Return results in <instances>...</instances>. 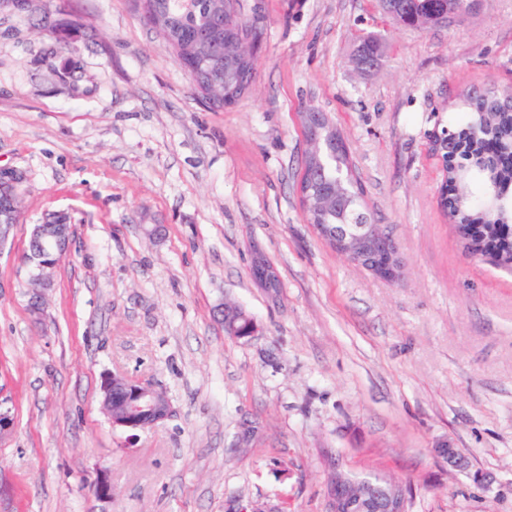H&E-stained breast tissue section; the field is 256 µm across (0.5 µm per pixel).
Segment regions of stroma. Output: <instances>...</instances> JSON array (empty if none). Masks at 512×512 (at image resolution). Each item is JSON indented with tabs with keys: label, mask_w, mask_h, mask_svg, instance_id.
<instances>
[{
	"label": "stroma",
	"mask_w": 512,
	"mask_h": 512,
	"mask_svg": "<svg viewBox=\"0 0 512 512\" xmlns=\"http://www.w3.org/2000/svg\"><path fill=\"white\" fill-rule=\"evenodd\" d=\"M263 13L254 79L217 107L139 0L0 5V166L25 175L0 248V512H323L337 468L401 483L410 512H512V271L468 256L431 145L461 89L512 85V0L427 31L374 0ZM44 15L78 24L71 51ZM369 33L388 51L364 73L352 53ZM305 106L340 130L398 282L308 223ZM53 213L70 246L36 317L26 254ZM260 258L279 288L253 278ZM227 302L256 321L251 340L225 335ZM113 372L155 383L171 416L115 431Z\"/></svg>",
	"instance_id": "1"
}]
</instances>
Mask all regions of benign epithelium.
I'll return each instance as SVG.
<instances>
[{
  "mask_svg": "<svg viewBox=\"0 0 512 512\" xmlns=\"http://www.w3.org/2000/svg\"><path fill=\"white\" fill-rule=\"evenodd\" d=\"M302 123L308 128L305 156L317 164L323 154V130L317 124L313 112L301 113ZM24 180L22 172L0 167V198H18L19 186ZM304 209L308 212L325 211L334 206L333 193L311 194L300 190ZM16 224V211L0 207V245L5 242L11 227ZM314 229L319 236L337 252L347 256L374 276L395 283L400 278V260L394 240L381 229L379 224H316ZM71 225L62 214L50 216L45 223L35 225L32 239L34 249L30 261L35 272L30 277L33 293L31 310L40 312V288H48L52 283L54 269L59 256L70 242ZM252 275L261 285L272 288L277 285L278 275L267 263L258 264ZM224 333L236 335V321L247 317V313L232 305L220 309ZM102 406L112 427L134 432L152 427L167 419L172 413L168 398L156 385L131 379L120 373L104 378L101 384ZM438 453L449 466L465 469L468 458L457 448H440ZM408 492L401 484L387 479L357 480L347 478L342 473L332 478L327 492L325 512H407Z\"/></svg>",
  "mask_w": 512,
  "mask_h": 512,
  "instance_id": "7a95c632",
  "label": "benign epithelium"
}]
</instances>
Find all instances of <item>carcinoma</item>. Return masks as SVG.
<instances>
[{
  "label": "carcinoma",
  "instance_id": "cac0c4a2",
  "mask_svg": "<svg viewBox=\"0 0 512 512\" xmlns=\"http://www.w3.org/2000/svg\"><path fill=\"white\" fill-rule=\"evenodd\" d=\"M381 11L394 9L411 27L420 16L448 10V0H376ZM210 0H153L160 30L177 43L178 56L206 59L209 85L200 89L207 98L224 95V52L235 32L224 28V18L214 16ZM379 37L360 38L357 53L375 61ZM462 112L448 134L446 210L454 224L480 225L489 240L498 242L499 257L512 266V88L467 89L460 94ZM322 169L306 170L304 181L315 191L336 189V209L323 214L320 224H366L371 221L364 189L340 134L326 139Z\"/></svg>",
  "mask_w": 512,
  "mask_h": 512
}]
</instances>
